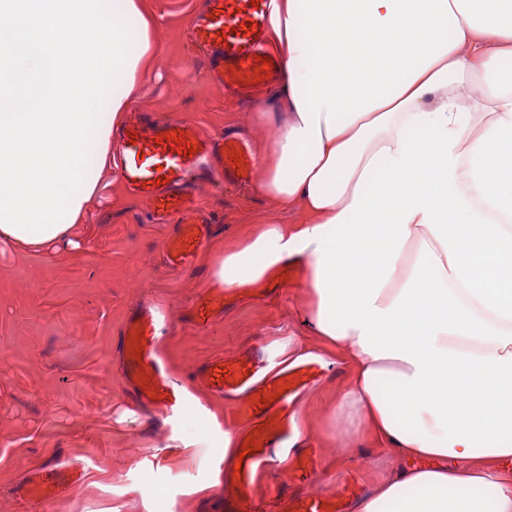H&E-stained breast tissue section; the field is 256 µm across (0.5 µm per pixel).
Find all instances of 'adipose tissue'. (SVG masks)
<instances>
[{"instance_id": "obj_1", "label": "adipose tissue", "mask_w": 512, "mask_h": 512, "mask_svg": "<svg viewBox=\"0 0 512 512\" xmlns=\"http://www.w3.org/2000/svg\"><path fill=\"white\" fill-rule=\"evenodd\" d=\"M149 31L136 0H0V242H70ZM270 42L285 117L258 189L306 219L209 258L214 281L304 270L345 403L417 462L355 512H512V0H275Z\"/></svg>"}]
</instances>
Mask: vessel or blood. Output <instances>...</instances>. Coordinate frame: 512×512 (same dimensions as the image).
I'll use <instances>...</instances> for the list:
<instances>
[{"mask_svg": "<svg viewBox=\"0 0 512 512\" xmlns=\"http://www.w3.org/2000/svg\"><path fill=\"white\" fill-rule=\"evenodd\" d=\"M272 0H203L192 19L188 41L195 53L209 64L208 77L223 85L227 94L248 98L270 86L279 67L266 59L264 40L270 22ZM196 146L193 154L181 152V144ZM120 179L137 197L146 200L156 219L177 218L179 230L166 243L172 266L192 263L206 235L207 221L199 217L186 191L204 170L216 174V184L229 188L250 179L255 162L237 137H206L194 126L171 116L151 121L132 120L120 135ZM223 292H206L187 309V318L207 327L215 312L223 310ZM160 321L150 308H142L123 333L124 370L137 396L169 411L181 410L185 394L167 375L156 356ZM318 365L310 361L275 373L265 371L256 356L219 363L213 360L195 373L196 381L209 391L236 400L230 418L253 426L256 452L246 454L237 485L249 488L265 470L278 468L280 448L293 436L290 418L300 393L314 380ZM75 467L53 464L32 477L31 497L47 496L49 490L74 486ZM277 512H342L338 494L296 496L284 499Z\"/></svg>", "mask_w": 512, "mask_h": 512, "instance_id": "obj_1", "label": "vessel or blood"}]
</instances>
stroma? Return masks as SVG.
Instances as JSON below:
<instances>
[{
	"mask_svg": "<svg viewBox=\"0 0 512 512\" xmlns=\"http://www.w3.org/2000/svg\"><path fill=\"white\" fill-rule=\"evenodd\" d=\"M157 21L159 61L132 111L167 115L206 136L244 138L259 150L280 120L275 91L241 101L207 79L187 30L201 0H141ZM98 192L71 243L40 250L0 244V512H234L239 494L220 481L224 414L232 400L195 384L194 371L217 359L259 355L319 360L323 373L299 397L298 455L315 472L294 477L291 463L262 473L248 491L256 501L348 489L357 502L409 459L378 448L363 418L341 399L352 383L344 356L324 346L307 321L303 270L267 275L258 293L234 291L206 329L185 320L186 307L214 288L203 255L237 246L268 217L297 224L300 207L276 212L256 182L225 191L198 183L195 199L210 219L201 255L171 267L165 245L176 223L158 224L112 167L96 170ZM164 321L158 354L187 389L184 409L162 416L137 398L122 363V333L141 306ZM83 468L79 484L33 501L31 473L48 459Z\"/></svg>",
	"mask_w": 512,
	"mask_h": 512,
	"instance_id": "stroma-1",
	"label": "stroma"
}]
</instances>
